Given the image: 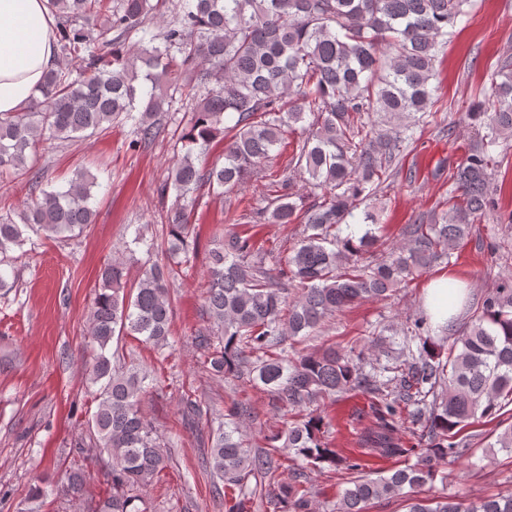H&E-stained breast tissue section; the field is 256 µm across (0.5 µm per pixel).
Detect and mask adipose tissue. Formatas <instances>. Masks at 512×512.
Returning a JSON list of instances; mask_svg holds the SVG:
<instances>
[{"label": "adipose tissue", "instance_id": "obj_1", "mask_svg": "<svg viewBox=\"0 0 512 512\" xmlns=\"http://www.w3.org/2000/svg\"><path fill=\"white\" fill-rule=\"evenodd\" d=\"M56 41L49 0H0V113L19 111L37 95L58 65ZM461 299L457 283L440 278L427 289L425 312L434 324H446Z\"/></svg>", "mask_w": 512, "mask_h": 512}]
</instances>
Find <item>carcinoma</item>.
Segmentation results:
<instances>
[{
  "label": "carcinoma",
  "mask_w": 512,
  "mask_h": 512,
  "mask_svg": "<svg viewBox=\"0 0 512 512\" xmlns=\"http://www.w3.org/2000/svg\"><path fill=\"white\" fill-rule=\"evenodd\" d=\"M473 0H178L179 17L163 31L149 27L152 0H49L57 17L59 67L45 76L40 95L18 112L0 114V172L27 167L39 141L86 139L130 121L139 140L157 133L156 116L172 93L213 87L196 103L182 139L186 150L168 172L160 195L176 200L208 185L232 191L247 180L272 177L265 167L287 132L300 131L291 162L313 203L281 194L255 212L270 224L303 218L302 238L269 267L254 254L251 238L226 233L209 254L206 313L210 327L195 335L210 372L260 382L294 413L284 430L267 436L287 451L291 481L278 486L280 512H309L314 491L308 469L355 473L332 512H367L398 496L406 512H512V492L492 497H421L439 468L472 451L459 431L471 421L512 405V277L483 299L463 333L443 349L425 335L424 317L410 321L401 341L373 339L376 358L334 346L290 359L288 338L311 336L327 318L362 301L386 298L468 238L493 211L489 183L491 148L512 146V60L491 75L492 111L466 112L461 123L484 130L452 174L448 211L429 213L405 227L407 242L377 255L378 238L340 235L358 201L391 177L393 164L412 139L419 116L433 107L435 63L464 6ZM140 35L130 48L117 40ZM84 63L74 74L71 62ZM382 113L399 124L379 129L356 119ZM228 116L235 117L224 164L195 163ZM12 216L0 214V267L29 242L28 231L49 238L83 233L94 223L91 205L98 178L78 171L63 186ZM186 205L167 225L171 263L162 271L146 261L128 279L123 258L107 264L89 318L92 359L86 367L97 387V409L87 420L88 454L107 457L112 493L94 512H147L139 491L167 468L164 441L148 424L141 395L148 374L113 362L112 339L139 335L158 350L168 345L169 285L186 273L193 231ZM300 293L288 298V288ZM354 390L370 396L378 425L364 441L383 456H404L395 424L419 433L426 447L414 463L371 477L365 463L334 448L321 402ZM248 407L224 411L204 464L246 496L250 478L272 477L281 458L251 447L243 424Z\"/></svg>",
  "instance_id": "carcinoma-1"
}]
</instances>
